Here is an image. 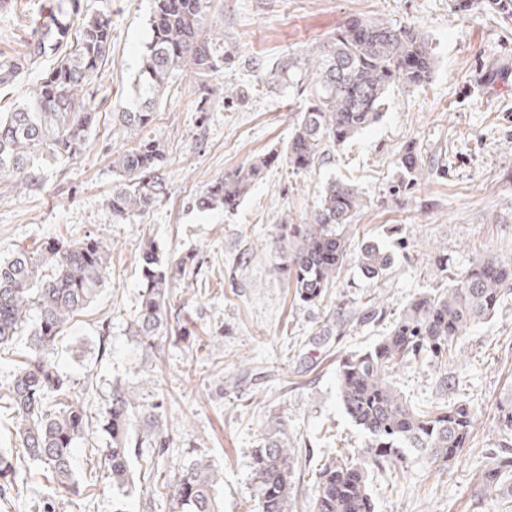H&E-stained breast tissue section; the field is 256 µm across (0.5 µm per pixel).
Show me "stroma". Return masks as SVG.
I'll return each instance as SVG.
<instances>
[{
	"instance_id": "obj_1",
	"label": "stroma",
	"mask_w": 512,
	"mask_h": 512,
	"mask_svg": "<svg viewBox=\"0 0 512 512\" xmlns=\"http://www.w3.org/2000/svg\"><path fill=\"white\" fill-rule=\"evenodd\" d=\"M40 3L19 0L17 13L0 12L1 54L22 51L27 17ZM111 3L112 55L88 98L100 128L81 156L47 166L39 188L21 193L0 183V256L39 250L52 236L92 234L111 249L107 283L62 329L56 359L75 391L96 383L90 416L116 379L134 401L161 404L168 436L157 459L161 474L151 483L136 480L124 497L126 512H168L174 474L200 458L220 476L223 512H255L252 451L275 423L300 448L302 470L310 460L363 446L338 397L337 362L376 344L414 296L445 287L436 256L455 269L479 255L512 260V21L481 6L461 15L452 0H210L209 15L224 31V84L207 91L185 76L170 89L140 133L165 155L159 174L166 192L140 221L123 224L106 197L116 180L112 156L133 142L108 129L138 72L152 0ZM355 17L419 27L435 54L431 82L393 87L380 122L332 149L314 171L275 166L235 212L198 211L193 201L213 180L285 149L307 92L273 79L279 59L304 55ZM492 66L501 80L476 82ZM229 87L237 99H225ZM408 148L424 172L404 191L398 160ZM334 179L355 185L363 208L349 228L350 254L336 284L307 304L277 271L295 242L281 225L307 223ZM369 240L391 255L388 279L360 270L357 253ZM149 242L160 262L184 257L198 271L195 281L176 283L173 297L187 340H163L153 352L130 331L142 291L140 252ZM450 369L459 379L456 399L480 407L469 448L445 465L410 463L394 486L386 474H371L376 512H499L476 491L496 440L495 401L512 384V295L467 331ZM149 375L160 393L146 383ZM395 381L414 402L443 396L431 366L397 372ZM73 457L78 477L96 476L98 489L50 500L36 470L0 512H112L104 454L92 457L80 446Z\"/></svg>"
}]
</instances>
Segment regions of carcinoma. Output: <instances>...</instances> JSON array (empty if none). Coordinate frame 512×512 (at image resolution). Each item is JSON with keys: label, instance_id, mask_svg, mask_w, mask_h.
Masks as SVG:
<instances>
[{"label": "carcinoma", "instance_id": "cac0c4a2", "mask_svg": "<svg viewBox=\"0 0 512 512\" xmlns=\"http://www.w3.org/2000/svg\"><path fill=\"white\" fill-rule=\"evenodd\" d=\"M110 0L99 8H83V0H43L39 13L26 24L28 39L19 56L0 57V87L18 81L39 60L55 58L53 67L28 91L22 105L0 113V181L9 179L24 190L37 186L44 167L60 156L81 154L98 126L99 113L81 92L101 77L112 51ZM207 0H152L150 39L141 54L131 93L112 116L113 130L124 135L141 131L151 121L167 90L186 71L203 83L224 77L215 38L207 37ZM313 75L306 104L298 112L283 163L310 172L330 149L377 123L385 113L395 85L409 88L428 83L435 57L416 26H393L354 18L330 39L298 58L280 60L279 78L296 83L300 65ZM163 154L153 141L138 144L112 160L119 184L107 207L123 223L143 217L160 200L163 189L157 170ZM271 165L258 157L214 180L195 200L200 211L237 209L250 188ZM408 176L405 187L422 173L417 154L408 149L399 158ZM357 189L339 181L328 183L309 223L293 227L296 241L291 260L280 270L291 279L298 299L313 303L337 282L347 259L349 227L360 212ZM141 300L132 319L134 334L145 350L179 335L172 324L173 285L190 274L187 260L164 266L153 245L141 254ZM360 268L373 278L386 274L390 258L374 243L364 244ZM52 273L39 277V268ZM112 266L111 251L87 235L80 241L56 239L39 257L16 250L0 258V345L18 336L34 319L28 336L30 355L0 394V414L14 420L17 445L49 474L59 493L80 494L72 464V448L88 440V397L72 394L50 359L55 338L105 287ZM434 266L448 287L420 295L400 311L389 332L372 348L344 354L336 367L342 406L367 441L346 448L314 469L311 512H376L368 491L369 473L398 474L410 456L427 464L447 463L468 447L477 412L460 400L412 404L394 386L397 371L456 358L468 328L495 312L512 293V263L495 256L478 257L458 272L448 262ZM159 403H134L118 383L99 409L106 440L109 478L119 493L133 484L131 460L153 468L146 448H163L168 439ZM496 448L488 452L479 478V494L496 505L512 508V390L495 404ZM299 462L279 422L253 454V500L257 512H287L295 465ZM29 472L0 451V499L8 503L13 487L28 481ZM218 484L212 464L195 459L178 470L170 494L171 512H219L214 497Z\"/></svg>", "mask_w": 512, "mask_h": 512}]
</instances>
